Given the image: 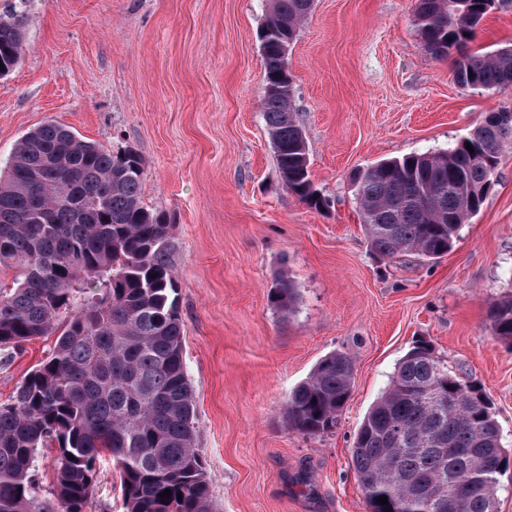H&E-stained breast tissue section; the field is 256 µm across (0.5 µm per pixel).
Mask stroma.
<instances>
[{
    "label": "stroma",
    "instance_id": "obj_1",
    "mask_svg": "<svg viewBox=\"0 0 512 512\" xmlns=\"http://www.w3.org/2000/svg\"><path fill=\"white\" fill-rule=\"evenodd\" d=\"M416 0H314L288 52L292 105L318 210L284 186L265 123L260 33L272 0H0L24 17L19 65L0 77V172L28 130L61 123L145 161L141 200L165 215L214 512H367L354 436L406 352L428 340L491 397L512 448V349L489 301L512 290V148L477 214L438 259L374 254L353 174L437 152L512 84L458 83L456 61L512 45V0H494L472 41L427 52ZM290 316L269 301L280 276ZM54 336L0 351V405L51 353ZM332 352L354 366L331 431L288 429L282 403ZM111 455L82 512H125Z\"/></svg>",
    "mask_w": 512,
    "mask_h": 512
}]
</instances>
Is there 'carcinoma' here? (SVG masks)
<instances>
[{
	"instance_id": "obj_1",
	"label": "carcinoma",
	"mask_w": 512,
	"mask_h": 512,
	"mask_svg": "<svg viewBox=\"0 0 512 512\" xmlns=\"http://www.w3.org/2000/svg\"><path fill=\"white\" fill-rule=\"evenodd\" d=\"M493 0H417L416 22L435 55L471 40ZM312 0H273L265 23L264 83L285 69ZM22 22H0V63L19 64ZM469 87L512 84V48L457 63ZM292 95L267 92L263 112L288 191L327 206L309 170ZM493 114L446 151L411 154L358 171L353 183L370 246L379 255L437 259L481 208L512 146V122ZM472 145L467 150L465 143ZM50 163L54 174L45 177ZM144 162L45 122L16 144L0 176V265L18 271L0 294V347L58 332L52 354L0 405V512H82L97 461L112 455L125 512H212L197 447L194 395L183 359V321L171 275L165 219L141 204ZM295 289L283 278L270 301L283 316ZM495 336L512 347V292L488 304ZM353 365L334 352L289 394L287 426L306 436L336 427ZM57 448L55 506L35 494L42 448ZM497 414L418 340L360 425L352 462L368 512H493L507 463ZM170 498L160 497L165 490ZM182 500H177V493ZM387 497V504L377 502Z\"/></svg>"
}]
</instances>
